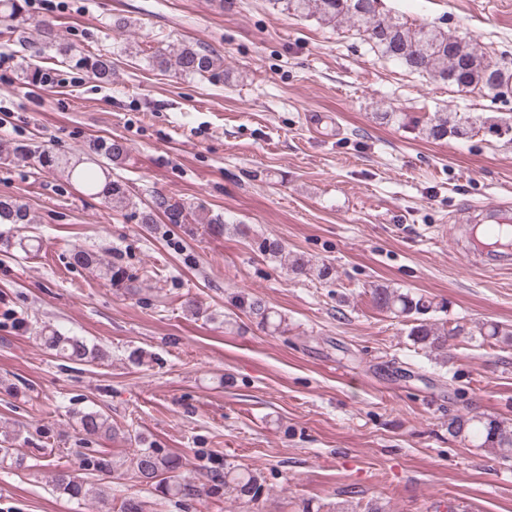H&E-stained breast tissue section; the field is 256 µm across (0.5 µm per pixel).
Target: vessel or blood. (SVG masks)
<instances>
[{"mask_svg":"<svg viewBox=\"0 0 512 512\" xmlns=\"http://www.w3.org/2000/svg\"><path fill=\"white\" fill-rule=\"evenodd\" d=\"M454 222L457 243L473 266L490 272L512 267V207L484 203L463 211Z\"/></svg>","mask_w":512,"mask_h":512,"instance_id":"vessel-or-blood-1","label":"vessel or blood"}]
</instances>
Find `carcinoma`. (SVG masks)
<instances>
[{"mask_svg":"<svg viewBox=\"0 0 512 512\" xmlns=\"http://www.w3.org/2000/svg\"><path fill=\"white\" fill-rule=\"evenodd\" d=\"M283 4L288 13L296 16L315 17L322 23L345 26L356 33L368 34L369 47L381 58L394 61L410 73L428 77L465 93H484L494 85L501 96L512 94V70L494 71L489 68L485 52L479 50L471 39L444 31L429 23H408L397 15L380 12V0H275ZM21 0H0V20L15 21L22 17ZM43 33V45L54 46L63 62L85 70L96 80L106 83L112 79V61L101 55L76 54L57 41L55 25L50 20L39 23ZM160 68H175L185 75L201 78H217L223 59L208 48L183 45L158 50L152 56ZM375 119L382 124H401L419 121L403 112H377ZM485 122L464 116L446 108L435 111L422 125L426 137L439 141L448 137L465 138L483 128ZM128 155V147L118 139L101 138L90 146L89 156L74 162L49 149L36 151L30 145L20 143L12 149L13 159L24 161L34 158L40 168L47 171L64 169L74 178L87 195L103 200L111 209H123L130 204L127 184L112 178L101 164L122 160ZM187 208L184 203L164 193H157L145 205L140 221L156 223L162 215L170 224H183ZM197 223L207 225L212 233L221 234L227 224L221 214L210 215L199 208ZM1 224H29L27 207L11 198H0ZM259 250L278 259L286 254V247L276 238H262ZM71 264L78 267L98 266L101 260L96 253L75 247L70 251ZM105 276L112 287L134 295L137 289L120 267L106 268ZM373 305L380 311L404 319L406 336L412 345L427 353L445 354L448 339L462 337L491 345L512 346V329L495 323L456 320L452 323L433 317L439 306L423 296L401 292L387 286L372 289ZM233 305L245 313L258 326L272 333L288 332V323L274 307L263 299L239 293L232 297ZM46 348L68 360L87 362L99 357V350L88 347L77 336H67L56 329H49L43 336ZM79 427L88 435L111 436L112 425L108 417L99 411L82 413ZM448 435L467 447L495 453L505 461L512 460V418L484 414H448ZM130 468L137 478L165 496L189 495L196 486L184 474L185 463L179 455L162 454L155 448H139L130 458ZM56 488L72 497L89 495L85 483L68 470H60L54 476ZM224 493L240 503H255L268 495V488L260 473L238 465L224 467Z\"/></svg>","mask_w":512,"mask_h":512,"instance_id":"obj_1","label":"carcinoma"}]
</instances>
